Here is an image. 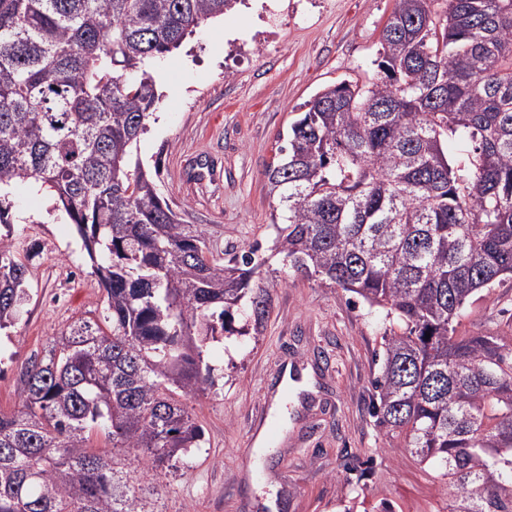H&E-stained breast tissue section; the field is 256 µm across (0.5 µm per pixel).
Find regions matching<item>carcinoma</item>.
<instances>
[{
    "label": "carcinoma",
    "instance_id": "carcinoma-1",
    "mask_svg": "<svg viewBox=\"0 0 512 512\" xmlns=\"http://www.w3.org/2000/svg\"><path fill=\"white\" fill-rule=\"evenodd\" d=\"M237 0H0V187L36 184L76 224L104 321L53 339L0 412V512H146L130 471L89 448L177 466L203 428L208 344L267 298L254 251L216 258L133 161L159 95L144 66ZM368 83L328 85L265 177L275 250L385 313L370 415L438 468L448 512H512V348L461 336L467 305L512 280V0H395ZM468 141L448 159V137ZM0 237V330L27 302Z\"/></svg>",
    "mask_w": 512,
    "mask_h": 512
}]
</instances>
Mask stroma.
Listing matches in <instances>:
<instances>
[{
  "mask_svg": "<svg viewBox=\"0 0 512 512\" xmlns=\"http://www.w3.org/2000/svg\"><path fill=\"white\" fill-rule=\"evenodd\" d=\"M394 0H238L148 69L160 99L133 148L161 196L202 230L215 257L254 249L269 295L254 323L233 311L205 360L214 385L189 401L204 430L179 469L139 491L147 512H446L449 489L367 412L387 322L350 292L293 271L274 244L278 201L267 167L324 86L377 78ZM9 236L28 266L29 299L0 330V411L21 408L20 369L74 323H102V293L74 224L31 186L9 189ZM39 254L28 257L30 246ZM512 336V280L468 306L459 327ZM314 373L308 407L288 404L281 439L256 446L287 363Z\"/></svg>",
  "mask_w": 512,
  "mask_h": 512,
  "instance_id": "1",
  "label": "stroma"
}]
</instances>
